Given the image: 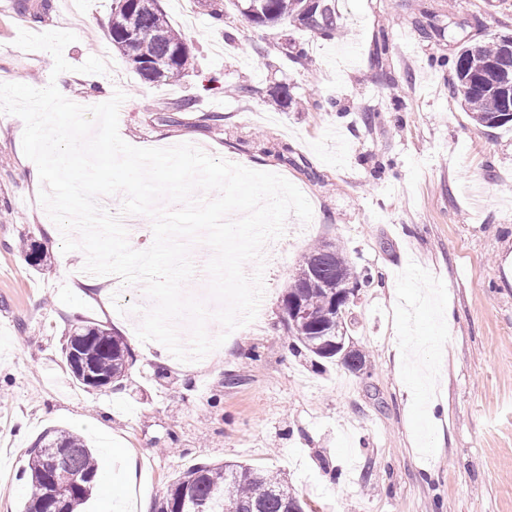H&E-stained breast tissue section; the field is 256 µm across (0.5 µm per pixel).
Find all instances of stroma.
Instances as JSON below:
<instances>
[{"label": "stroma", "mask_w": 512, "mask_h": 512, "mask_svg": "<svg viewBox=\"0 0 512 512\" xmlns=\"http://www.w3.org/2000/svg\"><path fill=\"white\" fill-rule=\"evenodd\" d=\"M86 4L76 17L68 0H0V73L46 87L52 55L17 47V35L73 32L69 64L97 56L112 68L74 73L73 99L89 107L123 89L125 142L250 160L293 183L313 216L289 215L268 242L252 323L201 360L163 357L133 331L150 302L143 285L92 277L83 251L62 253L23 152L24 122L0 113V500L10 512H24L28 451L53 428L86 436L115 485L153 499L194 465L240 461L280 474L313 512H512V126L476 125L453 93V68L429 64L512 35V0H335L332 40L291 19L253 25L231 0H160L194 60L172 83L144 82L113 46L115 0ZM381 39L389 51L379 57ZM208 74L224 92L204 90ZM247 85L254 94L237 95ZM280 85L297 106H277ZM185 99L193 111H176ZM32 242L43 266L24 258ZM322 242L373 278L347 318L364 375L334 363L314 372L288 348L281 299ZM88 322L132 349L118 387L71 377L62 347ZM419 362L433 368L421 392L408 382Z\"/></svg>", "instance_id": "35a3bbf8"}]
</instances>
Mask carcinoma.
<instances>
[{
  "label": "carcinoma",
  "instance_id": "cac0c4a2",
  "mask_svg": "<svg viewBox=\"0 0 512 512\" xmlns=\"http://www.w3.org/2000/svg\"><path fill=\"white\" fill-rule=\"evenodd\" d=\"M241 13L257 26H273L290 17L314 33L331 38L336 26L331 0H237ZM128 15L122 24L110 26L112 44L127 57L141 78L149 82L176 81L190 69L193 58L185 37L174 29L161 9L140 7L139 0H127ZM500 43L488 47H463L455 62L454 93L482 127L512 124V112L495 93L482 86L481 65L498 56ZM352 285L370 283V277L357 276L343 249L316 245L303 256L293 281L282 299V312L288 313L291 298L303 297L312 309L303 323H284L292 350L315 361H336L355 373L367 364L357 351L336 353V347L322 343V337L336 339V325L346 324V312L336 311V282ZM72 338L83 347V355L95 371L114 382L125 374L133 353L126 340L98 324L74 329ZM56 447L64 455L63 465L50 471L45 450ZM30 494L25 512H53L55 493H64L65 512L78 508L91 495L97 476L94 453L75 432L52 429L30 448L24 470ZM154 512H305L300 500L278 474L258 470L241 462L201 464L188 469L174 482L166 495L155 503Z\"/></svg>",
  "mask_w": 512,
  "mask_h": 512
}]
</instances>
